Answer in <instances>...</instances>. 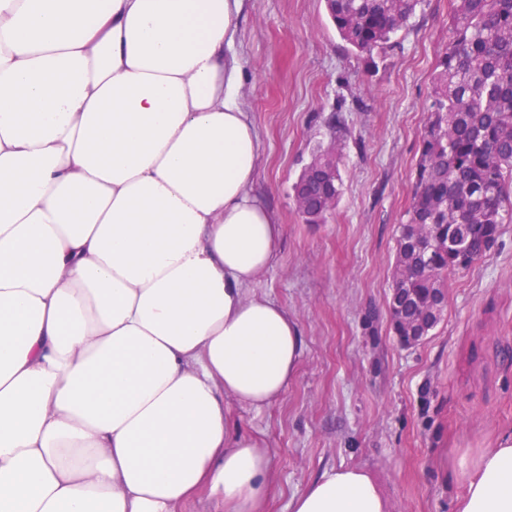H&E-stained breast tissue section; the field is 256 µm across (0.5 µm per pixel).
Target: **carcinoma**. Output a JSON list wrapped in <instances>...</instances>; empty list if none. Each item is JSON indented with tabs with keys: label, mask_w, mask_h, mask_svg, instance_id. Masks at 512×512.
I'll return each mask as SVG.
<instances>
[{
	"label": "carcinoma",
	"mask_w": 512,
	"mask_h": 512,
	"mask_svg": "<svg viewBox=\"0 0 512 512\" xmlns=\"http://www.w3.org/2000/svg\"><path fill=\"white\" fill-rule=\"evenodd\" d=\"M423 0H325L340 38L371 60L407 27ZM341 155L329 144L294 186L308 224L339 199ZM512 220V0H456L439 54L414 168L398 225L389 309L394 332L446 296L447 276L470 268Z\"/></svg>",
	"instance_id": "1"
}]
</instances>
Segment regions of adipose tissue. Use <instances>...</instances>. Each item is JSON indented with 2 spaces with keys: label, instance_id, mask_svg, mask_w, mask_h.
Masks as SVG:
<instances>
[{
  "label": "adipose tissue",
  "instance_id": "ef3b65f1",
  "mask_svg": "<svg viewBox=\"0 0 512 512\" xmlns=\"http://www.w3.org/2000/svg\"><path fill=\"white\" fill-rule=\"evenodd\" d=\"M244 0H0V512H262L297 323L255 293L284 234L225 53ZM457 512H512V434ZM291 512H390L325 470Z\"/></svg>",
  "mask_w": 512,
  "mask_h": 512
}]
</instances>
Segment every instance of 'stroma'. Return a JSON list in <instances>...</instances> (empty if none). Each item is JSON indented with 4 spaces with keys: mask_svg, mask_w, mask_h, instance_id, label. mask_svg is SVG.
<instances>
[{
    "mask_svg": "<svg viewBox=\"0 0 512 512\" xmlns=\"http://www.w3.org/2000/svg\"><path fill=\"white\" fill-rule=\"evenodd\" d=\"M455 0H424L392 47L365 61L336 34L324 0H244L226 53L262 145L255 194L285 236L256 286L295 319L302 350L287 392L263 410L229 403L233 426L271 455L266 512L324 470L374 473L391 512H454L462 452L512 433V223L448 276L441 323L403 347L387 307L397 226L438 54ZM342 111V193L305 223L292 186Z\"/></svg>",
    "mask_w": 512,
    "mask_h": 512,
    "instance_id": "1",
    "label": "stroma"
}]
</instances>
